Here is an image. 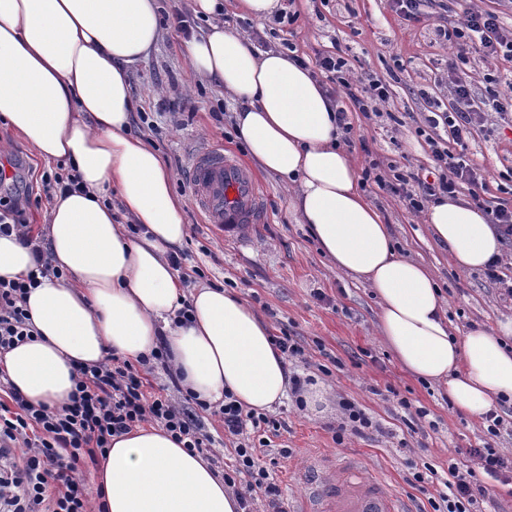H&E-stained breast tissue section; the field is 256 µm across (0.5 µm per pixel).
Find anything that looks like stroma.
<instances>
[{
	"label": "stroma",
	"instance_id": "stroma-1",
	"mask_svg": "<svg viewBox=\"0 0 512 512\" xmlns=\"http://www.w3.org/2000/svg\"><path fill=\"white\" fill-rule=\"evenodd\" d=\"M478 8L497 13L504 25H512V0H427L419 21H404L393 0H295L294 21L274 15L257 21L236 13L232 0L224 3V25L252 41L261 51L273 50L301 58L314 68L318 53L346 52L354 75L373 74L385 81L390 98L382 104L383 118L373 121L362 113H350L356 134L365 147H352L358 167L369 160L396 164L405 170L429 169L432 151L415 133L416 123L429 110V99L451 107L455 100L448 88L450 50L439 35L441 28L459 22L464 11ZM459 78L471 90L470 103L483 110L488 97V78L497 89L512 81V61L471 55ZM134 98L160 128L151 136L141 125L133 134L151 139L172 173V190L180 199L188 235L180 251L183 272L192 284H204L235 292L270 324L273 335L288 334L303 347V355L289 359V371L313 376L306 389L312 405L297 406L283 399L272 415L282 423L271 437L266 455L277 458L271 473L278 480L285 507H292L301 492L295 474L321 454L363 455L387 488L407 496L420 512L440 484L426 491L405 481L409 462H429L438 473L449 464L467 462V449L493 447L512 450V404L502 413L507 425L499 436L486 431L483 419L456 410L444 388L415 379L405 372L377 331L379 306L370 288L346 273L331 268L307 225L292 211L287 189L276 176L258 169L245 144L234 135V96L196 75L183 40L172 28L161 26L158 41L148 57L130 71ZM191 99L194 111L174 114L171 98ZM217 146L236 156L257 180L263 219L247 225L241 236L228 238L204 224L196 210L186 179L193 150ZM13 151L19 173L34 196L25 208L24 220L34 232L45 229L50 200L42 196L43 173L67 174L69 167L40 160L24 138L0 119V149ZM475 165L487 172V199L499 201L502 173L512 170V123L491 117L475 129L466 146ZM370 201L381 211L398 251L424 264L440 285L448 302V318L455 332L473 326L498 331L512 321V304L504 302L496 285L481 272H463L448 261V253L431 238L424 213L408 210L397 196L370 188ZM348 399L375 421L386 434L345 435L336 441L329 430L335 422L340 399ZM425 410V417L405 425V409ZM290 457H280V449Z\"/></svg>",
	"mask_w": 512,
	"mask_h": 512
}]
</instances>
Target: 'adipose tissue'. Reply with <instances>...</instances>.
Instances as JSON below:
<instances>
[{"mask_svg":"<svg viewBox=\"0 0 512 512\" xmlns=\"http://www.w3.org/2000/svg\"><path fill=\"white\" fill-rule=\"evenodd\" d=\"M223 8L224 0H192L210 25L188 42L190 61L237 99L235 125L251 159L292 187L291 206L322 254L372 289L379 334L401 367L445 385L473 416L512 399V322L499 336L481 326L453 334L433 275L397 253L360 189L323 86L293 57L255 51L217 22ZM159 10L157 0H0V117L44 161L72 163L81 183L49 212L51 262L63 276L30 290L37 335L0 352V372L31 404L53 408L69 400L77 366L100 363L110 349L134 362L162 340L198 401L213 405L229 392L244 410L267 412L288 394L286 358L241 298L206 285L184 292L169 260L186 237L182 203L161 156L129 131V70L156 43ZM114 191L139 234L117 223ZM425 221L459 270L502 253L487 215L467 202L432 203ZM34 266L31 247L0 235V280ZM95 482L105 512H240L223 477L159 427L113 438Z\"/></svg>","mask_w":512,"mask_h":512,"instance_id":"ef3b65f1","label":"adipose tissue"}]
</instances>
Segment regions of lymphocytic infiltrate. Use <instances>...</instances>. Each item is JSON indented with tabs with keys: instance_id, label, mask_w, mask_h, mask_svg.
<instances>
[{
	"instance_id": "lymphocytic-infiltrate-1",
	"label": "lymphocytic infiltrate",
	"mask_w": 512,
	"mask_h": 512,
	"mask_svg": "<svg viewBox=\"0 0 512 512\" xmlns=\"http://www.w3.org/2000/svg\"><path fill=\"white\" fill-rule=\"evenodd\" d=\"M443 38L454 48L448 60L452 76L455 106L432 112L417 126L418 135L428 138L434 167L430 178L390 165L381 172L378 161H370L362 172V180L379 189L398 195L407 209L420 212L429 202L455 197L468 189L472 204L486 211L503 242L512 243V207L492 204L486 199V176L471 165L464 155H453L445 141L466 146L475 128L487 120L486 113L472 109L471 93L456 74L469 54L485 58L512 60V29L504 27L499 15L472 9L464 20L444 30ZM316 65L335 94L336 120L345 135H352L349 113L365 117L379 116L378 105L388 98V87L379 79L353 83L347 75V60L338 53L319 55ZM444 137H436V130ZM21 200H11L0 207V234L18 232L23 244L31 246L36 269L18 280L0 281V351L32 338L29 316L24 308L31 288L40 277L54 275L43 245L22 220ZM168 352L158 345L140 364H132L115 352H107L104 360L92 367L76 370L75 389L62 407L50 409L33 406L12 386L1 391L7 396L0 401V512H93L91 496L82 472L86 462L106 455L113 437L131 432L143 425L165 429L189 452L200 453L210 439L200 431L198 415L170 395L156 391L149 376L157 367H167ZM224 423V442L234 453L236 467L225 474L224 482L236 487L243 512L255 496H263L267 512H284L281 489L269 471L258 463L255 433L279 430L278 419L246 412L232 395L216 408ZM22 447L17 461L2 466L12 448ZM468 455L473 465L463 469L449 465L446 476H439L430 463L413 468L409 484H423L441 479L444 486L438 496L430 498L433 512H478L494 484L512 483V456L493 448H472Z\"/></svg>"
}]
</instances>
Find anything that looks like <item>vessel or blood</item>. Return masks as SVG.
<instances>
[{
	"instance_id": "1",
	"label": "vessel or blood",
	"mask_w": 512,
	"mask_h": 512,
	"mask_svg": "<svg viewBox=\"0 0 512 512\" xmlns=\"http://www.w3.org/2000/svg\"><path fill=\"white\" fill-rule=\"evenodd\" d=\"M193 198L206 223L227 235L262 219L258 185L252 174L223 148L193 153L187 167ZM304 494L297 512H412L366 468L362 458L320 457L302 474Z\"/></svg>"
}]
</instances>
